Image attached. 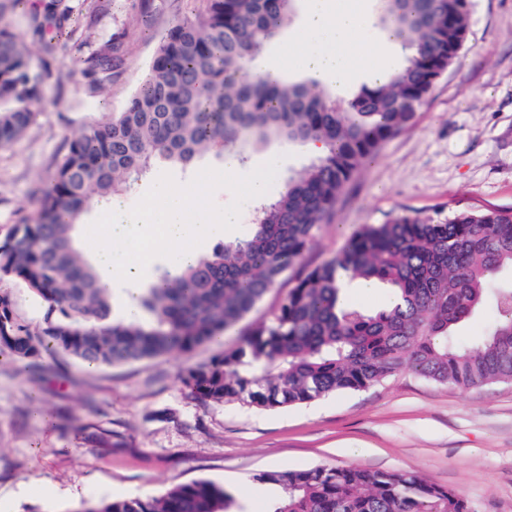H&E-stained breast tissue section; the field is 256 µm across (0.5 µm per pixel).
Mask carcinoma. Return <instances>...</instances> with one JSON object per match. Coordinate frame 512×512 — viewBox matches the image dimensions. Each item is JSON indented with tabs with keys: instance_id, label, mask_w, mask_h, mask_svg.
<instances>
[{
	"instance_id": "1",
	"label": "carcinoma",
	"mask_w": 512,
	"mask_h": 512,
	"mask_svg": "<svg viewBox=\"0 0 512 512\" xmlns=\"http://www.w3.org/2000/svg\"><path fill=\"white\" fill-rule=\"evenodd\" d=\"M292 0H203L202 12L160 37L144 78L119 112L67 140L42 183L33 215L0 242V280L33 290L44 305L34 333L0 291V356L25 362L67 353L91 367L159 359L215 342L298 264L345 188L390 137L400 133L457 59L468 36V0H381L378 24L411 49L407 61L346 102L316 80L269 81L249 63L288 25ZM8 11L28 18L43 65L81 64L94 18L72 24L69 0L0 5V147L21 138L44 101L45 69H33L24 35ZM120 38L87 60L85 72L125 64ZM272 139L324 142L279 192L251 210L247 237L218 245L177 269L159 270L138 291L139 313L113 303L73 230L94 198L120 195L165 162L182 169L206 154L240 159ZM392 291L368 312L339 296L337 272ZM492 299L498 317L475 343L457 329ZM441 385L512 381V209L484 208L446 219L400 215L356 232L330 260L307 270L271 317L228 352L189 369L182 383L206 403L267 410L374 386L405 366ZM279 490L263 512H468L452 490L416 475L353 466L271 470ZM234 498L209 481L161 496L83 503L72 512H234Z\"/></svg>"
}]
</instances>
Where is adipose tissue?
<instances>
[{
	"mask_svg": "<svg viewBox=\"0 0 512 512\" xmlns=\"http://www.w3.org/2000/svg\"><path fill=\"white\" fill-rule=\"evenodd\" d=\"M370 19L367 0H305L299 34L305 68L339 89L360 71L369 72L372 80H382L383 72L373 69L372 63L388 57L396 41L388 38L366 47L350 42L353 32ZM268 175V167L241 164L232 152H225L224 180L242 185L247 201L265 195ZM94 209L109 239L93 250L91 267L99 285L118 298L129 315L135 311L132 280L151 271L159 260L172 268L191 260L192 239L239 219L237 210L217 214L168 190L148 196L135 210L124 209L115 198L96 202Z\"/></svg>",
	"mask_w": 512,
	"mask_h": 512,
	"instance_id": "1",
	"label": "adipose tissue"
}]
</instances>
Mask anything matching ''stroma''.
<instances>
[{
  "instance_id": "35a3bbf8",
  "label": "stroma",
  "mask_w": 512,
  "mask_h": 512,
  "mask_svg": "<svg viewBox=\"0 0 512 512\" xmlns=\"http://www.w3.org/2000/svg\"><path fill=\"white\" fill-rule=\"evenodd\" d=\"M468 39L407 129L386 141L341 196L305 254L306 266L330 259L367 224L399 215L444 217L512 209V0H471ZM76 12L101 5L98 44L123 36L127 61L117 76L92 77L51 65L49 102L22 138L0 149V241L35 209V189L65 151L69 135L120 111L138 87L161 34L200 0H72ZM303 0H293L287 29L264 48L288 81L305 76L292 31ZM107 91L98 94L95 82ZM311 154L275 142L249 164L272 166L270 193L301 172ZM168 181L211 211L240 208L227 234L194 243L210 254L250 231L244 189L224 186L219 158L192 170L155 167L122 196L140 206ZM289 270L223 340L162 359L90 368L56 353L17 365L0 356V512H72L78 501L159 496L198 480L228 487L269 470L349 465L418 475L460 493L470 512H512V383L459 388L403 368L380 384L308 404L260 411L204 404L182 375L266 320L296 283ZM82 491L70 498V488Z\"/></svg>"
}]
</instances>
